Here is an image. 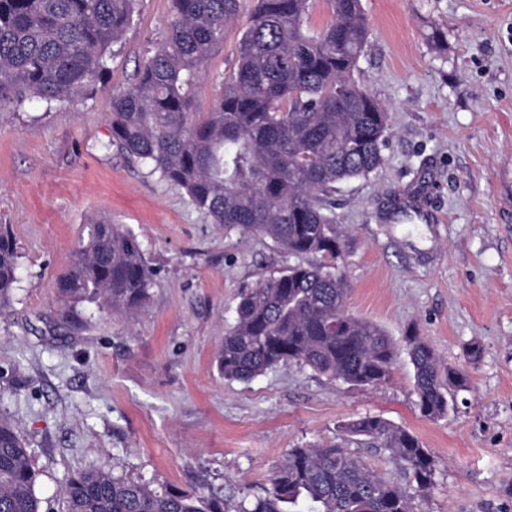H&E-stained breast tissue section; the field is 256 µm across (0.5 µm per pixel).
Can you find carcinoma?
Here are the masks:
<instances>
[{
    "mask_svg": "<svg viewBox=\"0 0 512 512\" xmlns=\"http://www.w3.org/2000/svg\"><path fill=\"white\" fill-rule=\"evenodd\" d=\"M330 25L313 31L309 0H256L238 60L201 122L189 119L206 60L242 0H171L165 42L147 53L136 82L111 99L109 145L148 173L183 189L197 210L227 229L257 233L295 256H342L327 200L336 185L365 177L383 161L387 113L352 74L368 39L360 0H326ZM138 0H0V105L22 108L94 92L110 48L132 23ZM17 248L0 226V310L17 283ZM153 279L137 236L110 219L83 225L55 288L69 304L95 303L131 314ZM348 282L325 266L296 263L242 291L218 363L247 381L294 361L350 386L376 387L397 349L373 322L347 310ZM418 407L448 414L451 392L468 387L420 337H405ZM345 432L388 451L425 495L434 461L417 437L376 416ZM36 473L14 423L0 417V512H42ZM66 512H224V500L157 488L95 466L68 477ZM412 512L399 482L339 445L292 448L264 496L236 512Z\"/></svg>",
    "mask_w": 512,
    "mask_h": 512,
    "instance_id": "cac0c4a2",
    "label": "carcinoma"
}]
</instances>
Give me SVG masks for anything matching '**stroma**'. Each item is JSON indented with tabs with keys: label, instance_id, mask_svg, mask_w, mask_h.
Masks as SVG:
<instances>
[{
	"label": "stroma",
	"instance_id": "obj_1",
	"mask_svg": "<svg viewBox=\"0 0 512 512\" xmlns=\"http://www.w3.org/2000/svg\"><path fill=\"white\" fill-rule=\"evenodd\" d=\"M369 34L354 73L388 114L383 163L329 199L351 286L350 312L397 346L389 379L352 387L294 362L251 381L224 378L216 353L239 292L296 257L227 230L186 193L109 147L113 91L129 87L172 22L171 0H139L93 96L0 106V225L18 253L0 313V416L14 421L43 512H65L63 483L93 466L156 487L216 495L225 512L261 496L289 449L339 443L397 477L391 456L344 424L377 415L434 460L414 512H512V0H361ZM253 0L204 66L193 120L235 69ZM425 192L435 224H395L399 194ZM106 215L139 239L154 270L131 316L63 307L55 279L82 224ZM417 334L469 377L447 416L423 417L405 338ZM479 345L470 360L468 349Z\"/></svg>",
	"mask_w": 512,
	"mask_h": 512
}]
</instances>
